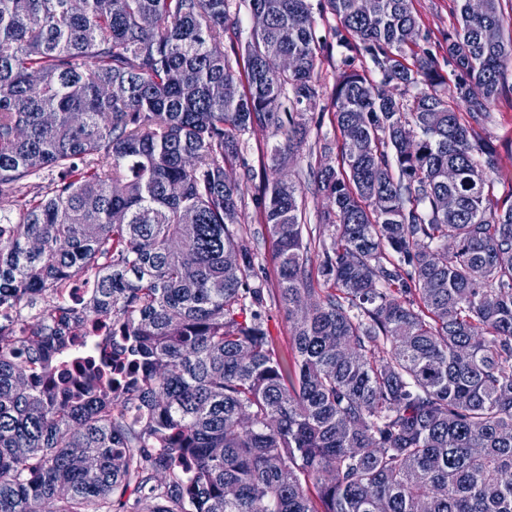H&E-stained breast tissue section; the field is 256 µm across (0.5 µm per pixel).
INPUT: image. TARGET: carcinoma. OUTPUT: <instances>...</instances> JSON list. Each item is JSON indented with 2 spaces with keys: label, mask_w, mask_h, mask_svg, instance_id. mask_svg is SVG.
I'll return each instance as SVG.
<instances>
[{
  "label": "carcinoma",
  "mask_w": 512,
  "mask_h": 512,
  "mask_svg": "<svg viewBox=\"0 0 512 512\" xmlns=\"http://www.w3.org/2000/svg\"><path fill=\"white\" fill-rule=\"evenodd\" d=\"M248 2L267 24L230 44L241 74L232 0H0V512H512L500 0H456L452 80L410 0H323L345 60L374 66L338 73L341 163L312 172L335 204L323 294L296 184L259 202L276 287L240 225L242 137L273 127L284 161L321 97L309 0ZM97 320L80 358L70 330ZM493 121L488 135L499 152V165L491 175L494 200L501 202L512 194V93L493 107ZM269 316V327L272 335L277 339L279 348L284 352H289L292 348L291 325L292 318L288 312L281 308L278 303H272L267 308Z\"/></svg>",
  "instance_id": "cac0c4a2"
}]
</instances>
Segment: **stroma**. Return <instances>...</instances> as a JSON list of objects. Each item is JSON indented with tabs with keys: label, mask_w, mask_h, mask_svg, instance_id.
Returning a JSON list of instances; mask_svg holds the SVG:
<instances>
[{
	"label": "stroma",
	"mask_w": 512,
	"mask_h": 512,
	"mask_svg": "<svg viewBox=\"0 0 512 512\" xmlns=\"http://www.w3.org/2000/svg\"><path fill=\"white\" fill-rule=\"evenodd\" d=\"M314 7L317 34L321 38L317 71L322 84L323 98L312 112L304 142L298 152L288 156L281 167L271 162L273 145L283 142V135L272 128L257 126L242 138L243 156L254 171L242 202V221L252 231L261 228L256 201L262 196L265 186L278 176H286L296 182L305 201L304 241L308 247L309 275L314 288H323L325 282L318 272L316 257L327 235L321 230V215L327 210V199L317 193L311 168L338 166L340 160L341 135L336 127L335 116L328 107L336 75L344 68L341 50L336 45L334 30L338 23L329 12L321 10L320 0H310ZM413 12L419 23L421 39L427 40L443 73H450L447 63L445 35L456 22L454 0H412ZM493 120L488 126V135L499 152V165L492 175L495 199L512 197V94L502 97L493 107Z\"/></svg>",
	"instance_id": "stroma-1"
}]
</instances>
